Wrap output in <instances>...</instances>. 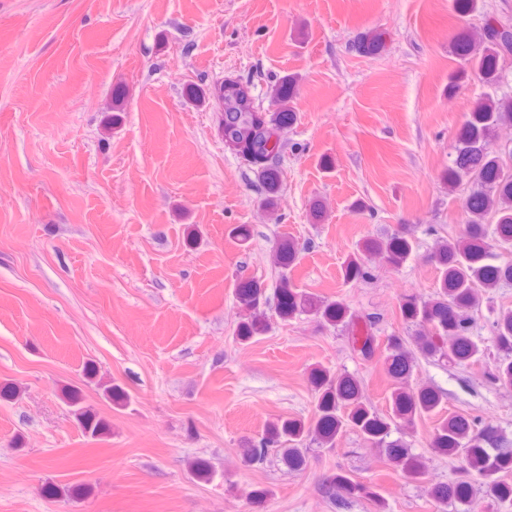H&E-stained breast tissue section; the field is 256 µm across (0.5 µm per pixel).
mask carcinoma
<instances>
[{"mask_svg": "<svg viewBox=\"0 0 512 512\" xmlns=\"http://www.w3.org/2000/svg\"><path fill=\"white\" fill-rule=\"evenodd\" d=\"M483 35L487 45L476 48L465 32L456 39V54L470 68L451 77L448 88L468 74L488 88L499 80L500 58L512 54V28L492 16L484 19ZM381 37L368 32L356 43L362 54L380 49ZM297 77L282 76L272 87L276 105L273 112H263L247 100L238 82L231 77L215 85L211 95L224 114V122L235 129L240 141L239 155L260 169L267 196L265 205L275 206L282 181L280 171L271 159L283 147V133L294 124L297 114L293 106ZM512 122V96L484 92L459 128L452 145L453 159L445 171L448 189L468 186L463 203L464 227L455 238L439 242L434 254L438 270L437 289L428 299L407 295L400 302V315L414 328L411 336H390L385 345L386 370L395 382L389 400V412L380 413L361 400L360 382L352 375L334 373L314 367L309 374L315 397L314 417L309 421L284 419L271 424L258 444L244 450L247 462L263 465L270 449L275 448L288 466L300 470L306 463L303 444L317 441L334 446L346 432L355 431L377 447L386 461L404 477L421 481L428 472L421 458L406 443L390 439L397 422H413L422 416H436L442 406V394L430 387L410 390L403 386L411 375L414 362L421 356L446 361L453 366L470 367L484 355L474 340L471 329L474 313L483 302V293L503 283L512 282V260L495 261L494 249L512 248V151L503 154L490 147L496 129ZM494 219L489 227L488 219ZM415 241L404 231L368 237L342 263L341 274L347 283L370 278L366 260L383 256L391 265L401 266L412 255ZM298 251L292 239L284 237L274 252L282 288L278 293L277 315L289 320L310 313L332 325L355 328L358 322L340 301L318 299L288 284V272L296 265ZM262 284L254 279L238 283V303L249 316L237 328V337L248 342L267 330L257 310L264 299ZM375 319L363 320L361 335L352 337L359 352L370 357L377 347ZM494 342L503 355L493 365L490 378L505 388L512 387V309L497 312L492 323ZM71 414L85 435L92 439L110 434L111 425L93 407L85 404L75 388L64 390ZM430 447L444 456H459L466 473L479 479L475 486L469 480H451L431 488L440 504L456 508L466 505L474 491L496 502L512 501V483L504 476L512 473V442L471 415L450 413L440 418L430 440ZM327 493L342 491L350 496L375 497L371 486L343 474L328 479Z\"/></svg>", "mask_w": 512, "mask_h": 512, "instance_id": "obj_1", "label": "carcinoma"}]
</instances>
